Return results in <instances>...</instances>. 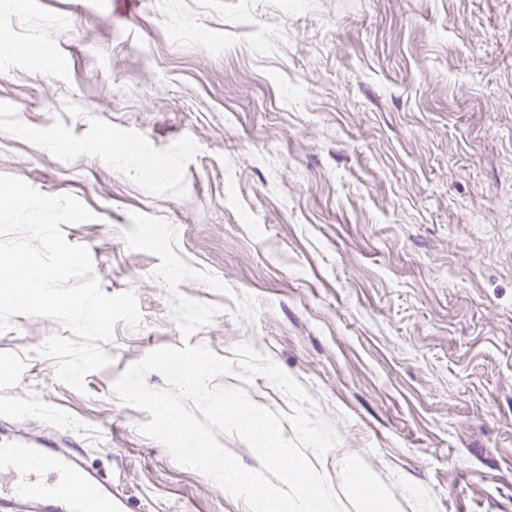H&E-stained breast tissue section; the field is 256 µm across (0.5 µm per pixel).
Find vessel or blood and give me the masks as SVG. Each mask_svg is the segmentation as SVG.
I'll return each instance as SVG.
<instances>
[{"instance_id":"b4317fda","label":"vessel or blood","mask_w":512,"mask_h":512,"mask_svg":"<svg viewBox=\"0 0 512 512\" xmlns=\"http://www.w3.org/2000/svg\"><path fill=\"white\" fill-rule=\"evenodd\" d=\"M0 512H125L120 494H105L102 482L56 441L0 432Z\"/></svg>"}]
</instances>
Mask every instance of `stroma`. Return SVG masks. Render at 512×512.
<instances>
[{
	"label": "stroma",
	"instance_id": "stroma-1",
	"mask_svg": "<svg viewBox=\"0 0 512 512\" xmlns=\"http://www.w3.org/2000/svg\"><path fill=\"white\" fill-rule=\"evenodd\" d=\"M0 34L53 58L0 60V174L95 212L65 237L143 316L81 392L36 353L61 325L14 316L0 404L19 425L75 437L127 512H249L114 396L183 342L159 257L124 239L140 212L231 290L180 284L223 307L191 344H250L333 424L314 467L348 512L351 468L391 512H512V0H0ZM108 135L164 173L114 166Z\"/></svg>",
	"mask_w": 512,
	"mask_h": 512
}]
</instances>
